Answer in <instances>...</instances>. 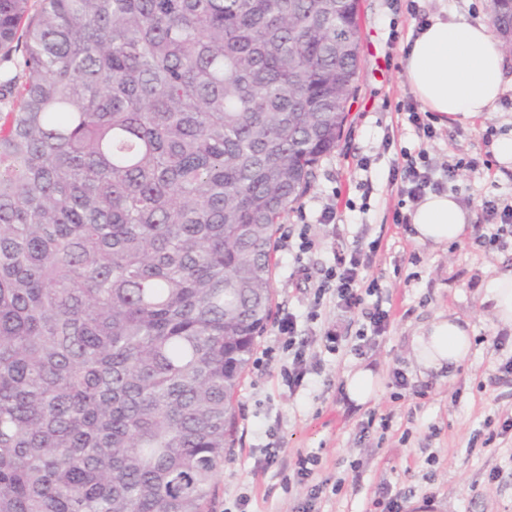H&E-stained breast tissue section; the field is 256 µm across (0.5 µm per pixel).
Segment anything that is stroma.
<instances>
[{
	"label": "stroma",
	"instance_id": "1",
	"mask_svg": "<svg viewBox=\"0 0 512 512\" xmlns=\"http://www.w3.org/2000/svg\"><path fill=\"white\" fill-rule=\"evenodd\" d=\"M390 0H360V73L336 149L322 157L310 189L285 214L279 232L307 229L314 246L273 256L272 315L255 345L238 394L235 444L216 480L209 512H401L422 497L436 512H512V433L500 425L512 415V374L500 365L512 356V329L495 326L480 302L483 283L512 268V246L484 251L470 240L439 248L417 243L393 224L400 195L392 162L400 151H427L435 169L460 157L478 166L460 171L446 190L472 212L485 200L512 203V170L495 163L489 137L512 134V87L494 112L465 123L437 126L434 141L421 143L399 101L411 96L404 73L405 46L417 24L391 10ZM487 0H417L429 18H485ZM333 223H319L323 210ZM378 241L367 271L377 279L390 322L366 355L352 351L361 314L338 309L332 300L314 306L320 271L333 254ZM317 319H310V311ZM453 313L471 326L467 359L441 377L419 373L410 338L439 313ZM297 318L306 345L308 374L289 393L280 368L288 355L277 327L285 314ZM339 326L344 340L326 352L322 335ZM503 334L495 350L489 339ZM368 366L379 374L377 398L358 406L345 392L347 373ZM421 390L403 394L394 371ZM319 459L314 480L323 491L310 499V484L295 474L298 457Z\"/></svg>",
	"mask_w": 512,
	"mask_h": 512
}]
</instances>
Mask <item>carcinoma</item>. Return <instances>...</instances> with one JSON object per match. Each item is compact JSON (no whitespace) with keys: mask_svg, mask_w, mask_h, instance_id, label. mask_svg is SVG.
I'll list each match as a JSON object with an SVG mask.
<instances>
[{"mask_svg":"<svg viewBox=\"0 0 512 512\" xmlns=\"http://www.w3.org/2000/svg\"><path fill=\"white\" fill-rule=\"evenodd\" d=\"M29 2L0 0V512H209L359 0Z\"/></svg>","mask_w":512,"mask_h":512,"instance_id":"obj_1","label":"carcinoma"}]
</instances>
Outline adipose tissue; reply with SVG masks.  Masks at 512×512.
<instances>
[{
	"label": "adipose tissue",
	"instance_id": "1",
	"mask_svg": "<svg viewBox=\"0 0 512 512\" xmlns=\"http://www.w3.org/2000/svg\"><path fill=\"white\" fill-rule=\"evenodd\" d=\"M409 86L440 124L467 122L494 111L512 69L489 22L433 19L412 41L404 64ZM472 214L450 193L427 194L413 209L418 243L440 246L464 240ZM484 299L496 323L512 327V268L490 278ZM420 368L439 373L464 361L472 346L468 321L437 315L410 339Z\"/></svg>",
	"mask_w": 512,
	"mask_h": 512
}]
</instances>
